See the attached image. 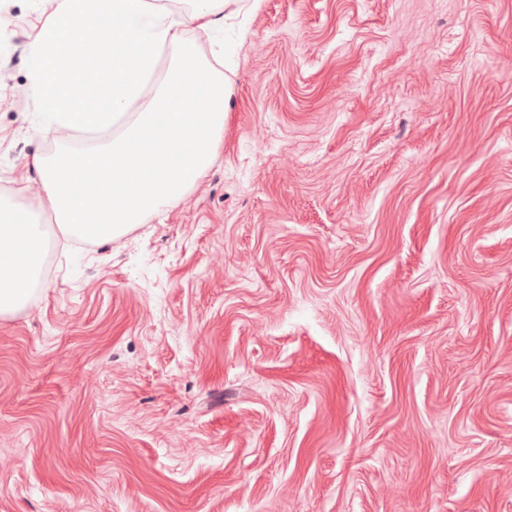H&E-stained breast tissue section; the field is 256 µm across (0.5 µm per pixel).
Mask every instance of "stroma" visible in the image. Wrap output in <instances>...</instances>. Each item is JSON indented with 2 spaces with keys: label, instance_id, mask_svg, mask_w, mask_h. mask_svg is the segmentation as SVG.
I'll return each instance as SVG.
<instances>
[{
  "label": "stroma",
  "instance_id": "1",
  "mask_svg": "<svg viewBox=\"0 0 512 512\" xmlns=\"http://www.w3.org/2000/svg\"><path fill=\"white\" fill-rule=\"evenodd\" d=\"M0 0V185L37 196ZM224 147L0 318V512H512V0H233Z\"/></svg>",
  "mask_w": 512,
  "mask_h": 512
}]
</instances>
